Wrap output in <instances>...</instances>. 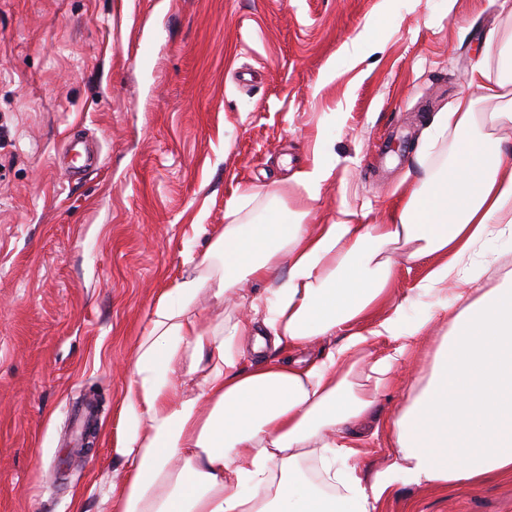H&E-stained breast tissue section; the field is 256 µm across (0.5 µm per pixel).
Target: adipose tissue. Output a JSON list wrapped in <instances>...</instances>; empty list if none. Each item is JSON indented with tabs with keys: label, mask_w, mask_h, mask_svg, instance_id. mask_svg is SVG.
Wrapping results in <instances>:
<instances>
[{
	"label": "adipose tissue",
	"mask_w": 512,
	"mask_h": 512,
	"mask_svg": "<svg viewBox=\"0 0 512 512\" xmlns=\"http://www.w3.org/2000/svg\"><path fill=\"white\" fill-rule=\"evenodd\" d=\"M468 84L475 96L424 131L431 146L452 140L450 163L434 170L416 157V184L378 222L309 224L274 210L225 225L198 274L157 301L122 401L112 450L121 471L99 512H380L398 484L512 479V275L481 287L474 262L489 238H512V147L500 135L512 129V79L486 55ZM481 98L499 110L477 112ZM432 255L413 288L429 310L408 323L399 303L360 329L400 262ZM245 280L264 286L250 313L213 325L195 312L202 292L220 302ZM439 318L449 330L389 428L392 461L364 481L359 427ZM331 336L317 358L267 356ZM379 338L390 348L376 355ZM198 372L202 387L188 392Z\"/></svg>",
	"instance_id": "ef3b65f1"
}]
</instances>
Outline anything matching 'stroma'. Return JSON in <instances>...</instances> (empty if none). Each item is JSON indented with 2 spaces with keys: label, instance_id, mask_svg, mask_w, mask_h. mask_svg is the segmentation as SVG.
Masks as SVG:
<instances>
[{
  "label": "stroma",
  "instance_id": "stroma-1",
  "mask_svg": "<svg viewBox=\"0 0 512 512\" xmlns=\"http://www.w3.org/2000/svg\"><path fill=\"white\" fill-rule=\"evenodd\" d=\"M512 0H0V512H98L127 364L227 210L374 223ZM153 40L151 65L134 53ZM95 143L70 178L71 134ZM317 197L296 173L315 146ZM98 407L78 444V402ZM381 512H512V481ZM331 169L327 168L321 161L320 151H315L314 161L311 169L298 172L295 179L302 184L310 197L314 198L319 194L322 184L331 176Z\"/></svg>",
  "mask_w": 512,
  "mask_h": 512
}]
</instances>
